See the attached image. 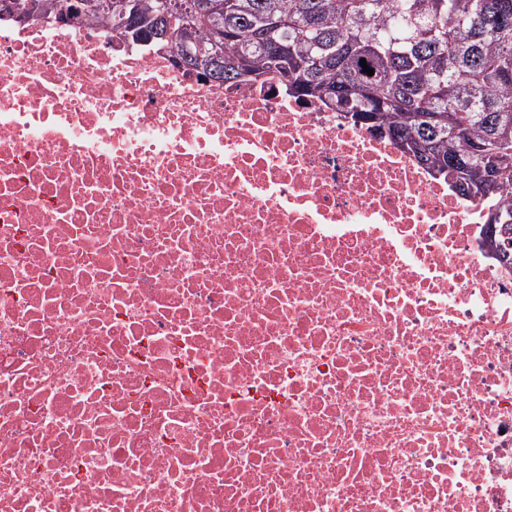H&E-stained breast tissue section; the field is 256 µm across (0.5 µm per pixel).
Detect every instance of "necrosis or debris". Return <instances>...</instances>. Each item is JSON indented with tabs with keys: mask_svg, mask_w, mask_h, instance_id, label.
<instances>
[{
	"mask_svg": "<svg viewBox=\"0 0 512 512\" xmlns=\"http://www.w3.org/2000/svg\"><path fill=\"white\" fill-rule=\"evenodd\" d=\"M385 135L0 20V512H512V268Z\"/></svg>",
	"mask_w": 512,
	"mask_h": 512,
	"instance_id": "1",
	"label": "necrosis or debris"
}]
</instances>
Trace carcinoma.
<instances>
[{
	"label": "carcinoma",
	"mask_w": 512,
	"mask_h": 512,
	"mask_svg": "<svg viewBox=\"0 0 512 512\" xmlns=\"http://www.w3.org/2000/svg\"><path fill=\"white\" fill-rule=\"evenodd\" d=\"M61 0H0L8 15L55 16ZM195 16L167 34L160 0H134L140 43L181 53L214 80L269 72L288 95L396 142L462 195L495 204L512 232V0H190ZM374 70L363 72L361 60Z\"/></svg>",
	"instance_id": "1"
}]
</instances>
